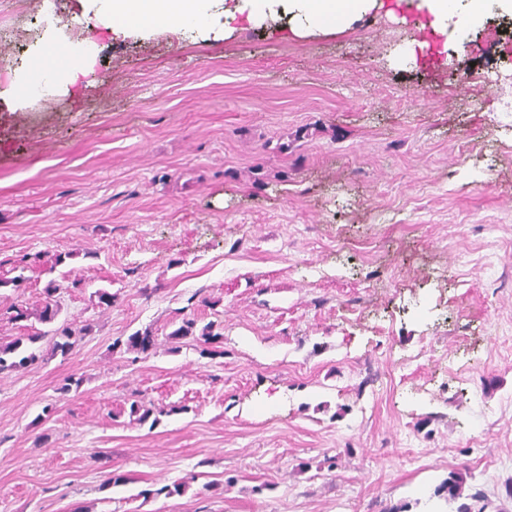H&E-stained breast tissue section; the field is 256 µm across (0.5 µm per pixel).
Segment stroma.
<instances>
[{"label":"stroma","mask_w":512,"mask_h":512,"mask_svg":"<svg viewBox=\"0 0 512 512\" xmlns=\"http://www.w3.org/2000/svg\"><path fill=\"white\" fill-rule=\"evenodd\" d=\"M24 5L12 73L51 34L99 52L0 99V277L28 263L0 344L45 331L8 309L51 280L91 331L0 373V512H456L452 471L512 512V19L449 25L435 64L381 11L124 38L88 0Z\"/></svg>","instance_id":"1"}]
</instances>
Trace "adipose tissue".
Masks as SVG:
<instances>
[{"mask_svg":"<svg viewBox=\"0 0 512 512\" xmlns=\"http://www.w3.org/2000/svg\"><path fill=\"white\" fill-rule=\"evenodd\" d=\"M102 27L114 35L127 37L143 33L161 24L172 23L183 29H203L210 25L212 0H91ZM388 15L413 10L422 16L419 25L424 36L416 40L417 49L430 48V36L445 34L452 18L476 21L489 10L512 16V0H396L382 6L380 0H229L224 7V26L239 22L257 26L268 19L284 16L293 33L306 30L342 33L363 16L376 9ZM96 63V54L86 46L58 48L50 45L37 54L30 68L16 76L11 84L16 102L27 101L32 89L49 84L51 90L75 85Z\"/></svg>","mask_w":512,"mask_h":512,"instance_id":"adipose-tissue-1","label":"adipose tissue"}]
</instances>
